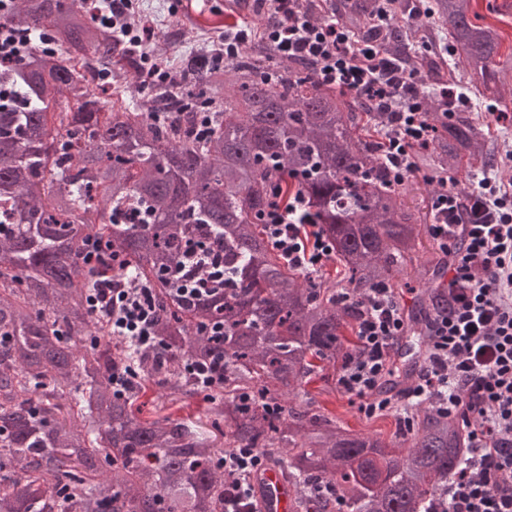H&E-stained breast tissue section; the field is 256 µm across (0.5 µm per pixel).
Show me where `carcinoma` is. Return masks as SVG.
<instances>
[{"label":"carcinoma","mask_w":512,"mask_h":512,"mask_svg":"<svg viewBox=\"0 0 512 512\" xmlns=\"http://www.w3.org/2000/svg\"><path fill=\"white\" fill-rule=\"evenodd\" d=\"M375 0H348L354 30ZM6 24L17 38L46 35L0 67V512H224L229 481L216 467L236 448H255L294 487L293 512H434L448 481L470 465L461 421L429 403H403L410 425L390 439L342 428L314 409L303 384H338L359 344L368 288L411 277L422 285L413 332L428 338L448 293L434 287L445 260L423 242L427 214L403 201L383 165V119L354 95L318 83L311 65H280L264 40L235 62L195 76L212 102L210 133L192 132L178 109L188 80L172 72L146 85L141 54L92 18L86 0H13ZM423 52L406 28L381 32L422 77L448 82L509 112L512 56L500 34L469 16V0H431ZM82 64L101 76L89 80ZM424 108L430 142L414 150L429 193L458 187L494 162L469 112ZM306 201L300 235L324 238L344 278L308 273L272 246L262 216L273 194ZM102 239L156 288V349L112 335L88 297L102 274L81 258ZM203 246L224 267L183 297L171 277ZM217 327L222 335L211 336ZM218 349L224 387L204 390L184 370ZM135 363L141 377L120 397L112 377ZM174 404L206 396L204 417L145 418V387ZM301 401L293 405L295 398Z\"/></svg>","instance_id":"obj_1"}]
</instances>
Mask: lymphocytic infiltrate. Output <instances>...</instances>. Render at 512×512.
<instances>
[{"label":"lymphocytic infiltrate","mask_w":512,"mask_h":512,"mask_svg":"<svg viewBox=\"0 0 512 512\" xmlns=\"http://www.w3.org/2000/svg\"><path fill=\"white\" fill-rule=\"evenodd\" d=\"M118 35L143 46L152 31L131 20L130 0H93ZM297 0H260L270 15L265 28L280 57L310 61L321 84L355 93L387 120L384 164L394 184L414 174L413 150L429 143L432 127L414 74L374 40L359 37L332 16L317 18ZM429 236L441 250L461 230L464 246L454 252L448 282L449 305L431 324L426 363L408 398L427 400L446 414L460 416L475 463L462 470L448 490L450 512H512V189L484 172L467 191L446 187L430 204ZM300 204L271 202L264 220L272 245L289 262L318 271L333 252L316 239L299 236ZM451 250V249H450ZM112 316V333L135 346L154 347L156 303L153 288L135 281L110 280L93 299ZM359 327L360 351L344 368L339 386L361 402L367 415L388 411L392 401L375 389L388 368L404 320L392 288L366 294ZM263 454L239 448L218 461L233 481L224 512H250L252 478Z\"/></svg>","instance_id":"lymphocytic-infiltrate-1"}]
</instances>
